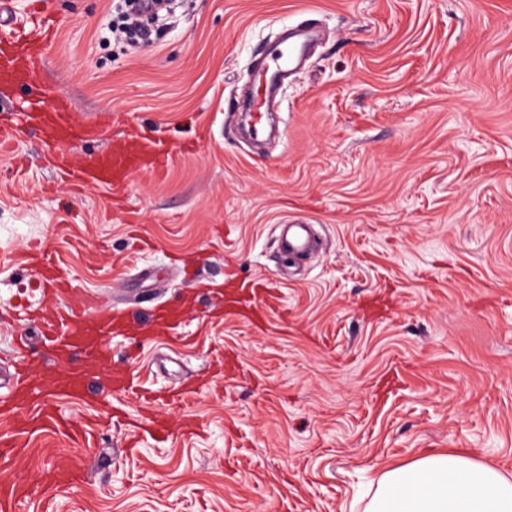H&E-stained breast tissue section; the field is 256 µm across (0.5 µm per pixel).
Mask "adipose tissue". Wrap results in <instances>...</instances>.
Instances as JSON below:
<instances>
[{"label": "adipose tissue", "instance_id": "ef3b65f1", "mask_svg": "<svg viewBox=\"0 0 512 512\" xmlns=\"http://www.w3.org/2000/svg\"><path fill=\"white\" fill-rule=\"evenodd\" d=\"M365 512H512V479L459 450L385 468Z\"/></svg>", "mask_w": 512, "mask_h": 512}]
</instances>
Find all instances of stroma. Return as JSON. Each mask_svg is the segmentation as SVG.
<instances>
[{
    "label": "stroma",
    "mask_w": 512,
    "mask_h": 512,
    "mask_svg": "<svg viewBox=\"0 0 512 512\" xmlns=\"http://www.w3.org/2000/svg\"><path fill=\"white\" fill-rule=\"evenodd\" d=\"M43 2L46 84L172 158L116 204L59 181L37 129L0 131V377L33 283L9 258L31 245L127 328L84 400L59 402L81 448L29 436L18 512H44L43 473L76 451L84 477L51 512H364L381 470L426 448L512 475V0H179L143 48L111 33L121 0ZM304 22L321 39L281 90V136L256 144L237 102ZM287 223L312 225L307 257L279 250ZM254 280L263 318L212 309ZM161 300L187 318L146 338ZM115 370L158 396L127 414L169 432L112 425Z\"/></svg>",
    "instance_id": "obj_1"
}]
</instances>
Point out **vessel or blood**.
Returning <instances> with one entry per match:
<instances>
[{"mask_svg": "<svg viewBox=\"0 0 512 512\" xmlns=\"http://www.w3.org/2000/svg\"><path fill=\"white\" fill-rule=\"evenodd\" d=\"M55 35L56 23L48 16L31 14L23 22L13 16L5 21L0 19V74L18 85L43 86L41 62ZM304 50V44L299 43L269 51L260 67L266 94L254 101L257 112L269 108ZM55 99L53 111L28 112L24 119L41 132L52 166L73 188L106 189L118 201L123 198L133 174L139 171L158 174L168 166L169 148L141 131L129 134L117 147L89 157L75 155L69 149L70 144L97 136L106 121L101 118L88 124L76 122L71 99L60 92ZM280 241L286 251H305L310 243L309 225H282ZM18 267L36 272L42 303L58 306L57 311L42 315L35 322V336L48 344L50 354H75L82 356L83 362L62 377L52 393L23 384L22 378L30 368L24 361L15 363L14 381L0 385V415L9 416L13 424L11 436L0 438V512H15L18 503L31 492L29 486L13 478L19 459L26 453V435L37 426L62 425L54 393L85 397L88 373L106 353L101 339L114 333L111 308L100 305L95 296L75 292L46 247L20 256Z\"/></svg>", "mask_w": 512, "mask_h": 512, "instance_id": "vessel-or-blood-1", "label": "vessel or blood"}]
</instances>
